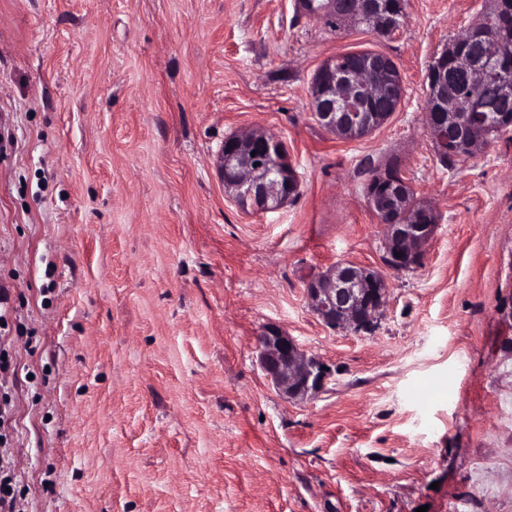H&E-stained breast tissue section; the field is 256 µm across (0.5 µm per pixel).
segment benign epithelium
<instances>
[{
	"instance_id": "1",
	"label": "benign epithelium",
	"mask_w": 512,
	"mask_h": 512,
	"mask_svg": "<svg viewBox=\"0 0 512 512\" xmlns=\"http://www.w3.org/2000/svg\"><path fill=\"white\" fill-rule=\"evenodd\" d=\"M512 0H487L486 10L463 35L435 57L428 69L427 130L440 155H476L489 143L488 123L472 112L463 94L448 99V84L470 86L484 79L485 70L469 58L472 42L487 37L490 20L512 22ZM306 11L322 18H339L347 24L366 23L380 36L396 27L386 0H305ZM395 62L388 55L370 54L363 65L338 68L334 60L322 65L326 81L316 95L317 122L342 140H356L373 132L388 117L369 112L371 100L402 101L405 89L395 91L382 74ZM224 188L238 206L252 213L282 208L299 192L300 182L281 140L261 129L235 134L221 150ZM411 186L402 170L378 165L367 179V201L383 230V264L394 272L411 271L423 264L426 246L437 228L435 209L428 201L408 203ZM401 257H396L395 253ZM305 294L312 312L332 329L355 333L372 329L386 303L388 283L373 268L341 260L310 278ZM259 363L273 387L284 398L304 401L323 392L331 377L317 355L305 352L288 332L275 323L265 325L256 337Z\"/></svg>"
}]
</instances>
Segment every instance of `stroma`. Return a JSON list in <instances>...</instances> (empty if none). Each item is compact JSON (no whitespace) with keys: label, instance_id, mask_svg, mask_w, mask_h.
Segmentation results:
<instances>
[{"label":"stroma","instance_id":"1","mask_svg":"<svg viewBox=\"0 0 512 512\" xmlns=\"http://www.w3.org/2000/svg\"><path fill=\"white\" fill-rule=\"evenodd\" d=\"M382 37L297 0H0V467L19 512H512V131L445 167L432 59L483 0H405ZM405 87L369 136L313 117L330 58ZM282 139L298 196L243 212L219 151ZM399 163L438 215L387 272L376 328L325 326L307 280L381 267L365 183ZM282 326L334 373L293 402L259 366Z\"/></svg>","mask_w":512,"mask_h":512}]
</instances>
